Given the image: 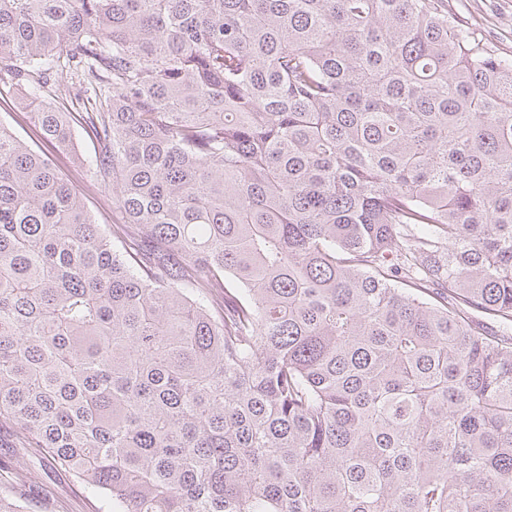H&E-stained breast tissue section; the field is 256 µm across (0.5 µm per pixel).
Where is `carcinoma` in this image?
<instances>
[{"instance_id": "obj_1", "label": "carcinoma", "mask_w": 512, "mask_h": 512, "mask_svg": "<svg viewBox=\"0 0 512 512\" xmlns=\"http://www.w3.org/2000/svg\"><path fill=\"white\" fill-rule=\"evenodd\" d=\"M14 89L0 423L97 512H512V55L447 0H0ZM7 98L5 103L0 100V120L8 124L18 135L29 140L28 135H32V132L24 121L23 100L14 94L7 96ZM74 145L64 151L53 152L52 159L58 168L71 177L87 199V206L97 224H101L106 235L112 237V209L107 190L98 187L89 172V161L93 156L92 147L81 125L74 120ZM81 160H85L80 163Z\"/></svg>"}]
</instances>
